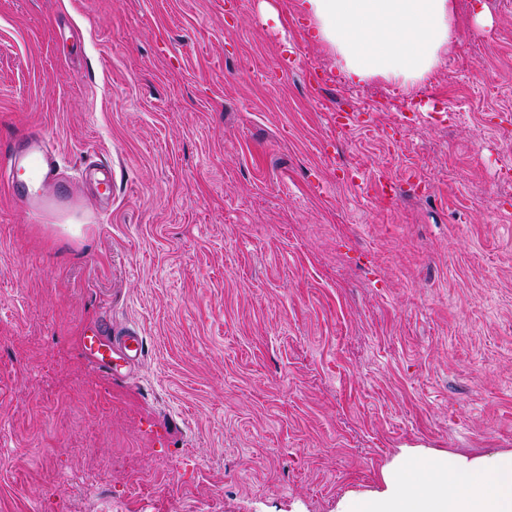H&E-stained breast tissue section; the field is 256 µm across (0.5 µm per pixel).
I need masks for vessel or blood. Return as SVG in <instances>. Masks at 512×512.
<instances>
[{
	"instance_id": "1",
	"label": "vessel or blood",
	"mask_w": 512,
	"mask_h": 512,
	"mask_svg": "<svg viewBox=\"0 0 512 512\" xmlns=\"http://www.w3.org/2000/svg\"><path fill=\"white\" fill-rule=\"evenodd\" d=\"M58 157V150L45 140L32 139L23 157L9 155L0 164V182L23 199L30 211L42 213L55 202L46 187L53 179ZM86 342L89 349L97 352L99 364L105 369L110 368L115 359L120 360L124 368H134L144 354V341L137 329L109 322L87 337Z\"/></svg>"
}]
</instances>
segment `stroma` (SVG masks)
I'll return each instance as SVG.
<instances>
[{
    "label": "stroma",
    "instance_id": "stroma-1",
    "mask_svg": "<svg viewBox=\"0 0 512 512\" xmlns=\"http://www.w3.org/2000/svg\"><path fill=\"white\" fill-rule=\"evenodd\" d=\"M456 2L405 91L300 0H0V141L67 198L0 185V512H336L403 450H512V0ZM5 155L0 145V155ZM59 158L57 149L42 138L31 139V143L20 159L12 154L5 155L0 165V182L11 192L24 200L30 211L41 214L54 204L55 197L45 191L52 181L55 164ZM85 341L89 349L95 350L100 356L99 365L106 370H113L114 367L116 372H120L118 366L131 370L143 358V337L133 327L116 326L107 321L94 335L86 336ZM115 360H120L122 364L112 366L111 362Z\"/></svg>",
    "mask_w": 512,
    "mask_h": 512
}]
</instances>
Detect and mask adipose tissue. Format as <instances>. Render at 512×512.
<instances>
[{
    "label": "adipose tissue",
    "mask_w": 512,
    "mask_h": 512,
    "mask_svg": "<svg viewBox=\"0 0 512 512\" xmlns=\"http://www.w3.org/2000/svg\"><path fill=\"white\" fill-rule=\"evenodd\" d=\"M301 8L350 79L393 78L406 89L439 64L457 27L456 0H301ZM336 512H512V450L403 451L378 489L342 499Z\"/></svg>",
    "instance_id": "obj_1"
}]
</instances>
